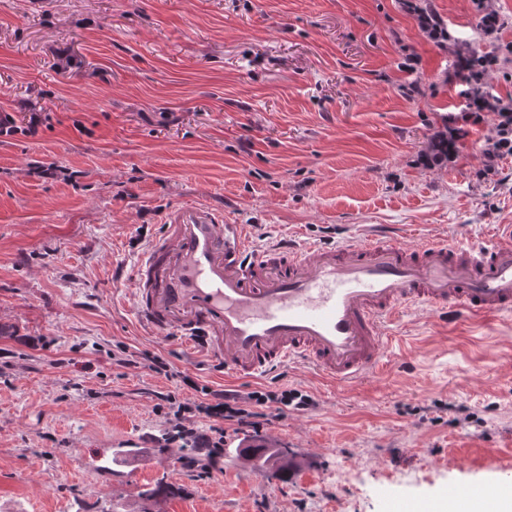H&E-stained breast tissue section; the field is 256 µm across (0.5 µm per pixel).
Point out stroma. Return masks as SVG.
I'll use <instances>...</instances> for the list:
<instances>
[{
    "label": "stroma",
    "instance_id": "stroma-1",
    "mask_svg": "<svg viewBox=\"0 0 512 512\" xmlns=\"http://www.w3.org/2000/svg\"><path fill=\"white\" fill-rule=\"evenodd\" d=\"M433 4L478 43L471 0ZM451 63L398 0H0V112L51 116L0 136V512H385L511 489L512 314L408 310L348 386L297 363L235 382L317 406L227 433L222 474L201 476L156 395L207 428L182 379L220 389L224 370L130 306L139 253L180 204L249 225L258 251L373 229L471 245L512 225V157L482 152L494 113L454 163L420 159L464 106ZM258 441L287 449V479L252 475ZM159 481L174 495L145 497ZM490 497V489L480 485L456 488L450 493L457 512H471L475 503L485 501Z\"/></svg>",
    "mask_w": 512,
    "mask_h": 512
}]
</instances>
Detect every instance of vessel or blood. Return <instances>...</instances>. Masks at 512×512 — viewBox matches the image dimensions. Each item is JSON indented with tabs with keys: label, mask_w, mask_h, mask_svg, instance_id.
<instances>
[{
	"label": "vessel or blood",
	"mask_w": 512,
	"mask_h": 512,
	"mask_svg": "<svg viewBox=\"0 0 512 512\" xmlns=\"http://www.w3.org/2000/svg\"><path fill=\"white\" fill-rule=\"evenodd\" d=\"M131 307L154 334L254 379L300 362L337 384L379 367L401 311H459L473 323L512 312V227L489 244L369 235L334 244L285 241L252 252L249 227L204 204L167 210L135 267ZM489 488L453 489L456 512Z\"/></svg>",
	"instance_id": "obj_1"
}]
</instances>
